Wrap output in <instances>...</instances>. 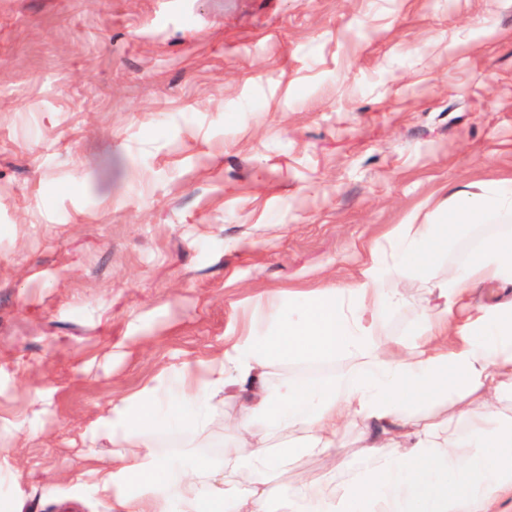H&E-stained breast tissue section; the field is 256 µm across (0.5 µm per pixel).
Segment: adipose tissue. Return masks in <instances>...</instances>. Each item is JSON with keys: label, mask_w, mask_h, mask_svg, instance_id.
I'll return each instance as SVG.
<instances>
[{"label": "adipose tissue", "mask_w": 512, "mask_h": 512, "mask_svg": "<svg viewBox=\"0 0 512 512\" xmlns=\"http://www.w3.org/2000/svg\"><path fill=\"white\" fill-rule=\"evenodd\" d=\"M491 217H512L511 179L453 192L447 220L400 225L385 259H372L352 283L294 306L265 294L266 331L183 364L170 397L146 386L103 409L95 429L111 440L112 459L89 470L94 494L112 512H491L512 494V415L500 408L512 403V230L484 236L449 267L410 340H379L409 273ZM489 283L502 297L472 304L474 288ZM342 355L353 362L331 377L274 374L285 362ZM229 396L239 407L223 465L197 456L179 470L156 452L170 427L205 430ZM358 424L364 464L345 485L275 482L289 449L336 453ZM236 467L248 472L246 486L226 480Z\"/></svg>", "instance_id": "1"}]
</instances>
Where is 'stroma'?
Returning a JSON list of instances; mask_svg holds the SVG:
<instances>
[{
  "instance_id": "stroma-1",
  "label": "stroma",
  "mask_w": 512,
  "mask_h": 512,
  "mask_svg": "<svg viewBox=\"0 0 512 512\" xmlns=\"http://www.w3.org/2000/svg\"><path fill=\"white\" fill-rule=\"evenodd\" d=\"M502 179L512 0H0V501L110 512L78 479L112 455L106 405ZM472 245L410 276L384 338ZM233 435L158 451L219 461ZM357 437L280 485L344 484Z\"/></svg>"
}]
</instances>
